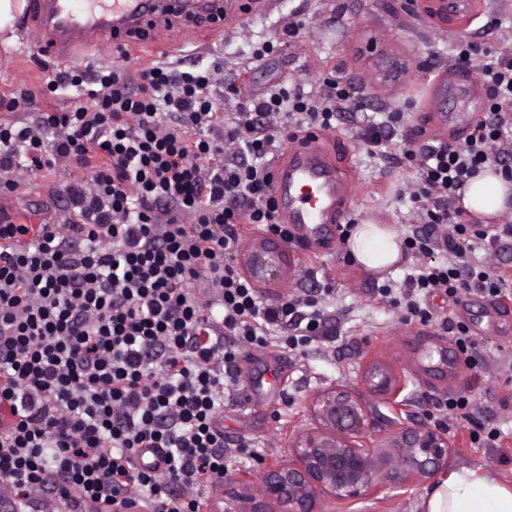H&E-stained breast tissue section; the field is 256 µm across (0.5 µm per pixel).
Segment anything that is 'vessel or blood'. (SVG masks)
<instances>
[{"label": "vessel or blood", "mask_w": 512, "mask_h": 512, "mask_svg": "<svg viewBox=\"0 0 512 512\" xmlns=\"http://www.w3.org/2000/svg\"><path fill=\"white\" fill-rule=\"evenodd\" d=\"M222 0H31L30 32L36 43L50 47V63L61 66L90 52L123 48L143 32L161 31L174 16L209 15ZM470 81L434 82L430 100L454 104L443 119L451 125H471L484 104L470 89ZM351 183L336 169L320 134L294 141L285 161L274 172L273 197L282 222L296 241L331 244L335 223L352 220Z\"/></svg>", "instance_id": "b4317fda"}]
</instances>
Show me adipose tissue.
I'll list each match as a JSON object with an SVG mask.
<instances>
[{"mask_svg":"<svg viewBox=\"0 0 512 512\" xmlns=\"http://www.w3.org/2000/svg\"><path fill=\"white\" fill-rule=\"evenodd\" d=\"M512 205V182L486 169L472 178L463 198L465 210L491 218ZM355 261L371 271L397 264L403 250L397 232L383 224L357 225L348 243ZM421 512H512V481L489 469L460 467L449 470L422 497Z\"/></svg>","mask_w":512,"mask_h":512,"instance_id":"adipose-tissue-1","label":"adipose tissue"}]
</instances>
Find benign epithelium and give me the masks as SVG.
Listing matches in <instances>:
<instances>
[{
	"label": "benign epithelium",
	"mask_w": 512,
	"mask_h": 512,
	"mask_svg": "<svg viewBox=\"0 0 512 512\" xmlns=\"http://www.w3.org/2000/svg\"><path fill=\"white\" fill-rule=\"evenodd\" d=\"M238 261L258 288H277L292 273L286 242L272 237L252 243ZM365 380L387 399L401 391L394 373L375 364L368 366ZM308 411L315 426L293 431L288 459L267 468L259 493H251L248 484L233 491L236 512H316L324 496L350 504L385 489L407 491L448 465L447 433L404 423L377 433L365 403L347 386L317 392ZM392 462L395 469H387Z\"/></svg>",
	"instance_id": "7a95c632"
}]
</instances>
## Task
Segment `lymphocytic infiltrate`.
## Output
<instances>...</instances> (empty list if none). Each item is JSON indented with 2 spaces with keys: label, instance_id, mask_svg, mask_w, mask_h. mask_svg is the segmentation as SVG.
I'll return each instance as SVG.
<instances>
[{
  "label": "lymphocytic infiltrate",
  "instance_id": "obj_1",
  "mask_svg": "<svg viewBox=\"0 0 512 512\" xmlns=\"http://www.w3.org/2000/svg\"><path fill=\"white\" fill-rule=\"evenodd\" d=\"M222 68L74 69L45 85L75 89L66 110L0 122L1 195L19 189L12 172L61 158L93 173L65 187V223L0 219V486L21 512L40 492L70 512H200V491L238 456L219 417L240 347L302 355L329 335L330 289L269 303L232 257L247 229L292 238L270 156L335 130L346 84L279 85L228 121L213 92ZM479 77L485 111L463 142L410 136L403 149L420 217L404 246L428 259L408 282V323L429 317L421 292L512 294V272L474 255L512 225L492 233L452 208L485 166L512 178V52L487 56Z\"/></svg>",
  "mask_w": 512,
  "mask_h": 512
}]
</instances>
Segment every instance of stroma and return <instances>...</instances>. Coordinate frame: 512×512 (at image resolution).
Here are the masks:
<instances>
[{
    "label": "stroma",
    "mask_w": 512,
    "mask_h": 512,
    "mask_svg": "<svg viewBox=\"0 0 512 512\" xmlns=\"http://www.w3.org/2000/svg\"><path fill=\"white\" fill-rule=\"evenodd\" d=\"M303 27L292 38L282 31L293 21ZM512 26V0H479L475 9L459 20L443 23L429 18L420 0H279L269 12L228 14L222 41L207 51L195 44L194 25L173 22L161 37L179 45L186 62L210 64L220 60L216 93L221 94L225 115L240 111L244 100L261 96L271 86L298 82L311 91L328 78L348 83L353 103L368 114L399 112L403 119L381 155L372 157L361 149L353 129L329 135L324 145L354 187V214L377 224H389L398 232H409L416 215L405 195L404 165L399 157L410 132L430 127L426 108L429 78L451 69L452 50L470 42L479 52H498L499 44L483 34L491 22ZM273 41L274 51L261 63L252 52L264 41ZM52 70L24 34L12 44L0 42V98L34 93L32 111L11 112L0 108V122H26L33 111L67 108V95L49 99L41 90ZM237 81L241 94L225 95L224 87ZM75 168L57 162L49 178L20 175L21 187L11 196H0V211L22 224L65 219L61 192L73 179ZM295 276L284 288L262 291L263 300L275 302L287 295L302 294L314 283L329 285L336 297L331 307L327 341L311 342L298 357L280 346L268 349L241 348L236 372L243 389L224 409L220 422L226 438L246 445L247 450L230 465L225 488L245 482L258 486L264 467L288 456V434L309 425L308 402L312 395L334 385L352 388L363 398L374 427L392 422L424 424L446 430L456 453L455 467H488L512 479V335L490 333L476 339L485 353L481 375H473L465 363L448 372L431 368L424 355L430 342L448 345L449 320L479 324L483 312L467 305V292L456 299L440 295L421 298L431 313L426 335L414 336L402 321L399 308L380 296L384 285L402 288L416 274L419 259L405 257L390 270L375 273L353 263L346 249L337 245L310 244L293 252ZM393 369L404 383L396 403L370 393L361 382L369 363ZM468 396L479 420L496 423L503 448L472 443L466 427L456 425L439 411V404L452 395ZM422 482L407 494L382 493L352 506L324 498L320 512H419Z\"/></svg>",
    "instance_id": "obj_1"
}]
</instances>
